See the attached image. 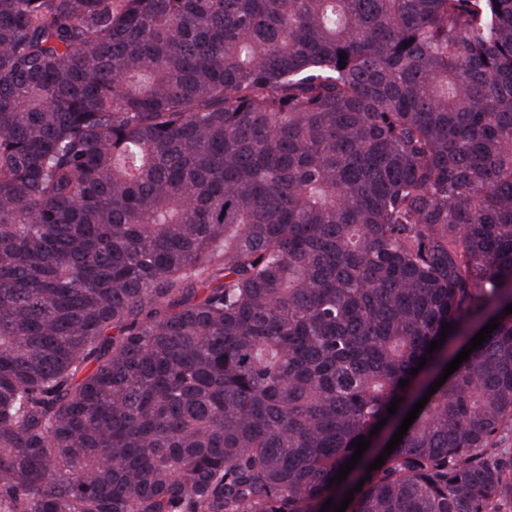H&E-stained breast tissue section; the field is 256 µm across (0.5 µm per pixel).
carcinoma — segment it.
I'll return each mask as SVG.
<instances>
[{
  "label": "carcinoma",
  "instance_id": "carcinoma-1",
  "mask_svg": "<svg viewBox=\"0 0 512 512\" xmlns=\"http://www.w3.org/2000/svg\"><path fill=\"white\" fill-rule=\"evenodd\" d=\"M511 304L512 0H0V512H334L494 318L345 512H512Z\"/></svg>",
  "mask_w": 512,
  "mask_h": 512
}]
</instances>
